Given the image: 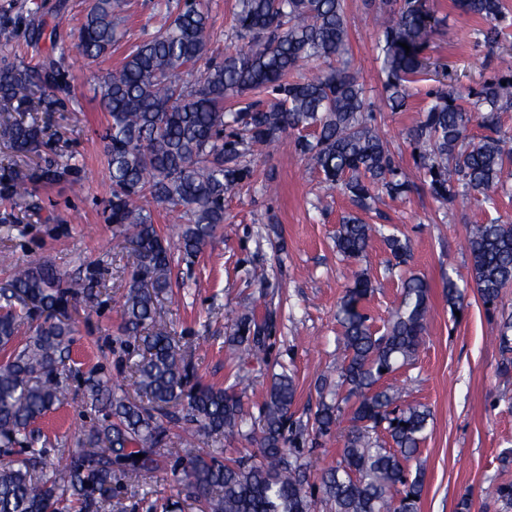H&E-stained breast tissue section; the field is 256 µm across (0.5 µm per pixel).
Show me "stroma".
<instances>
[{
    "label": "stroma",
    "instance_id": "35a3bbf8",
    "mask_svg": "<svg viewBox=\"0 0 512 512\" xmlns=\"http://www.w3.org/2000/svg\"><path fill=\"white\" fill-rule=\"evenodd\" d=\"M123 36L108 57L92 60L75 48L88 0H0V48L14 49L23 64L39 65L46 56L63 58L70 92L54 111L43 113L48 127L43 156L82 167L79 185L41 188L40 214L16 206L19 221L0 224V251L9 250L21 266L47 261L64 279L90 283L93 304L74 300L76 319L70 346L76 372L69 397L32 426L37 447L56 459L62 449L77 447L85 431L101 416L83 403L82 373L102 369L129 397H136L132 367L137 351L121 331V303L135 257L124 237L106 221L111 181L103 159L101 135L107 124L98 94L107 69L129 49L153 35L175 16L178 0H120ZM444 23L431 36L425 55L432 69L419 75L411 107L392 111L385 103L376 35L367 0H347L350 57L389 150L399 160L413 190L404 197L381 195L370 214L372 223L408 239V265L389 267V252L375 237L362 260L344 259L336 251L340 218L353 212L351 200L324 183L295 147V135L284 134L252 156L253 182L231 193L224 203L226 222L201 252L176 256L173 290L160 299L159 324L192 355L195 375L218 388L232 387L237 374L252 385L239 396L247 421L259 418L273 374H293L297 397L293 420L300 432L293 442L309 486H317L322 470L339 459L343 429L315 433L313 413L320 378L336 381L341 327L337 305L355 271L369 268L373 290L363 302L373 331L383 332L397 308L404 281L413 274L431 286V314L425 342L416 356L388 376L402 391L406 406L430 410L427 436L416 461L425 472L421 512H457L463 495L471 512H501L484 495L489 483H512V463L500 460L512 449V374L501 375V353L490 340L496 323L476 290H468L460 313L445 301L446 278L467 279L465 249L473 225L494 219L512 223V196L487 203L482 196L447 203L433 199L416 163L408 130L417 124L430 90L437 88L435 65H442L462 87L478 86L492 75L499 54L512 51V36L499 45L482 44L475 21L461 16L453 0H427ZM38 9L45 25L42 38L26 43L24 22ZM268 318L272 330L266 354L256 361L239 356L228 344L234 318L244 312ZM180 463L137 482L115 485L114 499L125 512H163L175 498Z\"/></svg>",
    "mask_w": 512,
    "mask_h": 512
}]
</instances>
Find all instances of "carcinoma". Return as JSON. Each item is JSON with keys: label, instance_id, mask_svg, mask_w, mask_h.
Listing matches in <instances>:
<instances>
[{"label": "carcinoma", "instance_id": "1", "mask_svg": "<svg viewBox=\"0 0 512 512\" xmlns=\"http://www.w3.org/2000/svg\"><path fill=\"white\" fill-rule=\"evenodd\" d=\"M372 7L377 49L388 106L406 108L409 84L428 67L424 51L439 20L423 0H380ZM463 15L482 22L483 42L499 43L507 18L505 0H454ZM117 0H94L75 47L99 59L120 41ZM235 45L224 57L206 58L208 15L199 0H185L165 27L136 45L102 78L107 112L102 137L112 196L107 221L132 246L135 267L124 295L122 333L137 343L135 382L147 404L112 392L104 373L84 378L86 403L102 413L101 423L83 434L80 447L61 453V469L48 450L33 444L30 426L62 402L73 373L70 300H89L93 288L67 282L48 263L14 266L0 286V512H123L112 505V484L137 481L155 472L163 459L187 462L181 482L184 501L199 512H420L421 470L407 464L425 439L429 412L397 405L400 393L383 383L398 365L411 360L423 342L430 311V286L414 275L403 284L401 301L383 334L368 324L362 301L372 288L368 270L355 273L336 318L339 381L346 395L320 401L313 427L328 435L339 423L340 403L354 401L340 459L323 471L318 492L306 486L299 457L287 451L293 433L291 408L297 387L286 374L274 377L260 414L259 457L224 461L221 448H168L167 427L184 421L211 436L244 434L238 396L198 381L175 337L149 333L159 297L172 288L174 252L142 201L152 199L187 218L176 246L185 255L200 252L224 223V200L251 183L246 157L269 147L287 131L323 179L363 209L376 194L411 191L400 165L372 124L371 106L357 70L350 66L346 0H239L231 25ZM410 50H405L402 44ZM14 52L0 51V141L27 171L0 167V199L33 198L41 186L80 181L81 167L41 157L43 128L34 113L66 84L59 63L21 66ZM312 62L316 72L294 73ZM475 89L450 81L428 93L429 105L408 132L416 161L435 199L479 194L492 201L512 186V137L501 113L512 109V60ZM485 130L468 139L471 122ZM382 229L357 215L342 218L336 249L344 257L363 256ZM397 264L407 261L408 243L384 236ZM470 283L489 311L496 310L512 284V224H476L467 239ZM448 305L461 309L465 289L445 282ZM267 320L252 313L237 317L229 343L247 355L265 354ZM504 354L501 373L512 371V317L499 320ZM180 407V413L170 411ZM383 432V437L372 434ZM144 458L137 459L135 455ZM485 496L512 507V484L491 485Z\"/></svg>", "mask_w": 512, "mask_h": 512}]
</instances>
